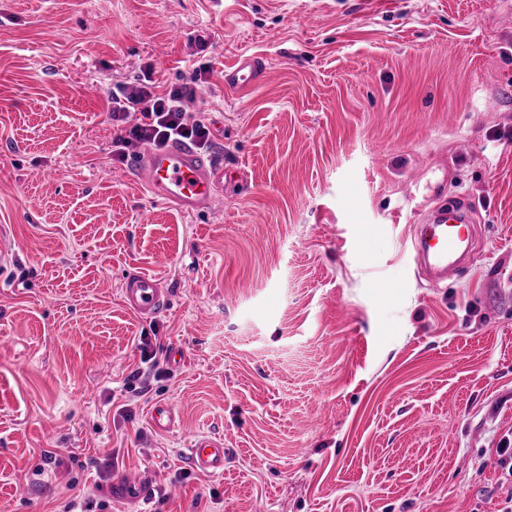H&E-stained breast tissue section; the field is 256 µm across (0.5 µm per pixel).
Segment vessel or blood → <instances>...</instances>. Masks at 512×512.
Returning <instances> with one entry per match:
<instances>
[{"instance_id": "1", "label": "vessel or blood", "mask_w": 512, "mask_h": 512, "mask_svg": "<svg viewBox=\"0 0 512 512\" xmlns=\"http://www.w3.org/2000/svg\"><path fill=\"white\" fill-rule=\"evenodd\" d=\"M267 67L262 58L238 56L224 67V87L243 91L262 83ZM137 180L151 198L167 204L183 215L195 216L212 211L224 193L223 162L205 158L195 147L183 142L145 147L137 159ZM476 225L468 198L449 206L441 192H434L420 220L413 240V253L425 280L442 287L454 279L474 257ZM122 301L129 310L148 318L164 311L169 295L160 281L140 271L127 273ZM176 407L156 403L150 413L153 426L171 428ZM192 467L202 473L224 468V441L215 436L193 440L187 450Z\"/></svg>"}]
</instances>
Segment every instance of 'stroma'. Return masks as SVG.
I'll return each instance as SVG.
<instances>
[{
  "mask_svg": "<svg viewBox=\"0 0 512 512\" xmlns=\"http://www.w3.org/2000/svg\"><path fill=\"white\" fill-rule=\"evenodd\" d=\"M239 52L269 60L245 93ZM148 68L196 84L247 177L215 211L113 154L107 93ZM439 185L481 238L430 288L411 241ZM132 269L167 311L124 307ZM202 434L223 473L190 468ZM509 437L512 0H0V512H501ZM266 74L262 58L239 55L231 64L224 65V87L231 92L244 91L262 83ZM176 407L171 402L156 403L150 413V419L153 426L159 430L170 429L176 418Z\"/></svg>",
  "mask_w": 512,
  "mask_h": 512,
  "instance_id": "1",
  "label": "stroma"
}]
</instances>
